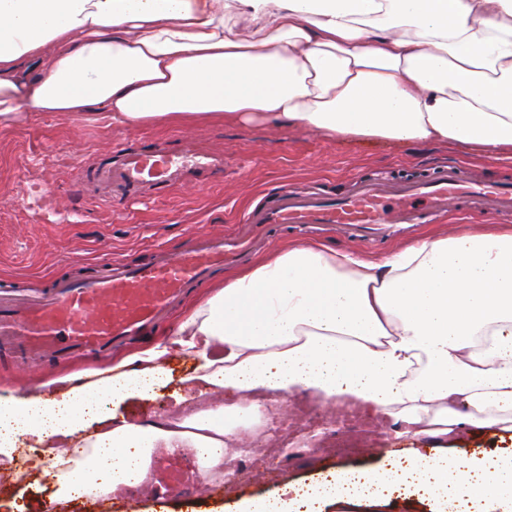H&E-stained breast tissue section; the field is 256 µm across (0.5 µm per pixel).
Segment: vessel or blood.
I'll use <instances>...</instances> for the list:
<instances>
[{
  "mask_svg": "<svg viewBox=\"0 0 512 512\" xmlns=\"http://www.w3.org/2000/svg\"><path fill=\"white\" fill-rule=\"evenodd\" d=\"M75 169L81 182L105 187L119 200L144 186L163 194L192 173L223 171L224 156L186 137L175 151L157 140L78 160ZM452 205L512 215V183H474L449 165L430 179L405 184L360 179L337 198L271 194L232 234L192 237L179 254L159 247L148 261H114L100 272L52 277L40 289L19 282L1 286L0 362L34 370L110 362L113 350L146 335L192 289L249 263L272 230L311 236L338 230L353 242L375 245L433 223Z\"/></svg>",
  "mask_w": 512,
  "mask_h": 512,
  "instance_id": "obj_1",
  "label": "vessel or blood"
}]
</instances>
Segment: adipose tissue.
I'll return each mask as SVG.
<instances>
[{"instance_id": "ef3b65f1", "label": "adipose tissue", "mask_w": 512, "mask_h": 512, "mask_svg": "<svg viewBox=\"0 0 512 512\" xmlns=\"http://www.w3.org/2000/svg\"><path fill=\"white\" fill-rule=\"evenodd\" d=\"M99 110L117 127L262 120L326 137L449 143L512 160V0H0V129ZM212 400L131 423L115 409L168 381ZM306 394L443 440L484 414L512 432V229L426 235L377 262L289 242L115 364L0 396V456L34 437L54 499L149 485L157 450L224 473L240 427ZM84 444L82 459L66 448ZM416 498L512 512V456L407 453L234 512H321Z\"/></svg>"}]
</instances>
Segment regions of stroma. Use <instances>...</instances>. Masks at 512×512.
<instances>
[{"label":"stroma","instance_id":"obj_1","mask_svg":"<svg viewBox=\"0 0 512 512\" xmlns=\"http://www.w3.org/2000/svg\"><path fill=\"white\" fill-rule=\"evenodd\" d=\"M193 136L224 155L220 175H200L169 195L143 194L113 205L88 195L74 163L105 153L117 142L136 146L151 139ZM461 165L478 180H512V162L448 144L397 146L381 141H332L328 137L269 123L234 122L184 127L114 128L87 115L47 112L0 129V278L45 279L100 267L115 259L146 261L152 249L179 253L191 236L232 231L267 193H339L353 179L386 175L396 179L433 175L441 164ZM192 355L170 358L173 380L153 399H132L120 409L132 421L170 414L173 393L193 369ZM340 406L332 416L300 418L283 448L273 450L262 430L247 429L253 452L229 462L233 488L216 479L203 491L190 489L199 474L188 454L156 463L161 491L97 501H54L35 454L22 470L0 464V512H220L237 499L272 498L289 480L309 482L332 470H377L386 456L415 448L427 453L433 438L395 436L389 418L363 419L354 427ZM449 447L462 455H503L512 440L493 430L457 432Z\"/></svg>","mask_w":512,"mask_h":512}]
</instances>
